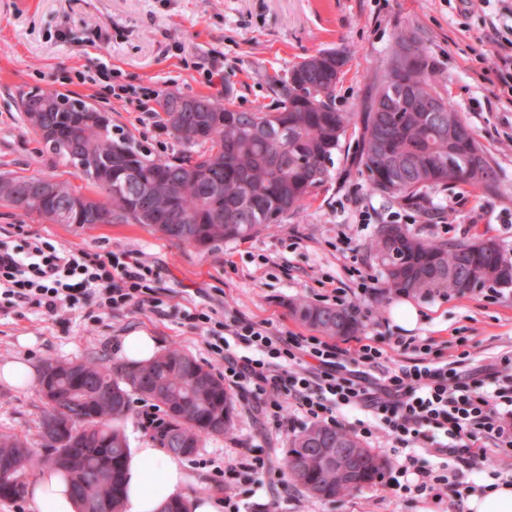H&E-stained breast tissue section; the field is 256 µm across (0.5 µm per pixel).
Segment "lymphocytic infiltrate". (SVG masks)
<instances>
[{"mask_svg": "<svg viewBox=\"0 0 512 512\" xmlns=\"http://www.w3.org/2000/svg\"><path fill=\"white\" fill-rule=\"evenodd\" d=\"M489 37L497 45L494 79L512 104V25L492 24ZM157 277L154 266L125 252L65 251L38 236L0 241V300L48 316L83 301L112 310L152 302ZM195 318L214 338L210 352L223 363L225 381L250 393L266 422L288 426L293 406L312 422L333 425L349 409L359 413L352 427L361 436L391 434L407 451L384 476L393 492L440 499L450 490L462 502L470 474L486 471L489 449L512 454L511 355L500 358L506 375L490 389L465 359L445 361L443 344L430 337L418 343L399 338L388 348L361 341L348 349L248 320L225 339L213 309L197 310ZM407 350L413 358L391 363L390 352ZM418 448L423 456H415ZM429 455L452 457L458 466L435 469L425 461Z\"/></svg>", "mask_w": 512, "mask_h": 512, "instance_id": "obj_1", "label": "lymphocytic infiltrate"}]
</instances>
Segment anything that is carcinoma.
<instances>
[{
  "instance_id": "obj_1",
  "label": "carcinoma",
  "mask_w": 512,
  "mask_h": 512,
  "mask_svg": "<svg viewBox=\"0 0 512 512\" xmlns=\"http://www.w3.org/2000/svg\"><path fill=\"white\" fill-rule=\"evenodd\" d=\"M414 46L413 58L402 74L419 95L439 99L438 112L380 110V92L391 80L392 65L400 51ZM308 82L326 93L310 100L283 95L289 80ZM279 96L275 111H244L230 102L209 97L185 99L188 128L172 123L168 104L179 99L165 95L160 107L163 124L182 143L198 147L193 155L173 160L153 159L128 141L103 135L90 125L72 127L70 113L87 102L54 89L38 91L43 121L59 126L60 134L74 143V151L48 148L63 163L81 170L89 194L67 181L37 175L1 173L0 184L15 182L36 187L27 198H13L0 191V205L19 216L54 224H91L90 209L108 215L105 223L142 224L141 209L154 218L149 226L161 236L182 244L208 247L224 240L250 238L283 218L299 214L312 192L329 177L333 154L342 151L349 128L357 134L354 156L359 171L372 190L412 200L437 186L464 183L492 189L499 182L496 169L461 113L437 90L428 68L425 47L416 37L402 33L389 65L376 80L364 112H339L333 95L336 71H312L297 63L285 77H270ZM464 137L448 144L456 129ZM93 161L102 174L80 169L79 159ZM179 214L187 224H168V213ZM369 250L383 269L381 293L426 295L446 289L466 294L485 287H512V259L489 238L467 241H427L401 224H382ZM295 315L328 336H349L359 330L348 307L297 301ZM55 389L56 404L43 403L38 436L45 440L44 421L53 411L72 416V425L56 430L59 452H74L79 464L61 465L78 503V512H93L99 499L112 501V512H125L124 468L129 444L117 423L128 415L122 407L99 398L93 386H106L122 399L137 394L163 413L153 430V441L174 456L180 449L198 450L210 437L233 431L235 406L224 388V379L192 355L171 349L142 364L108 365L101 359L43 364L39 385ZM333 441L342 448L364 452L361 471L341 480L336 470L307 454ZM20 448L28 449L24 454ZM13 460V473L0 476V498L24 496L28 478L52 465L46 456L30 450L25 437L0 434V457ZM280 465L310 496L333 501L380 478L386 460L342 427L313 424L295 434Z\"/></svg>"
}]
</instances>
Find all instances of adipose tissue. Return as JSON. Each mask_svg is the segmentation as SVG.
I'll return each mask as SVG.
<instances>
[{"label": "adipose tissue", "instance_id": "adipose-tissue-1", "mask_svg": "<svg viewBox=\"0 0 512 512\" xmlns=\"http://www.w3.org/2000/svg\"><path fill=\"white\" fill-rule=\"evenodd\" d=\"M187 475L174 456L148 443L129 451L126 512H160L172 498L185 494ZM37 512H77V503L67 481L45 469L32 486Z\"/></svg>", "mask_w": 512, "mask_h": 512}]
</instances>
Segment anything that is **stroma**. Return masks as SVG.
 <instances>
[{
    "label": "stroma",
    "instance_id": "stroma-1",
    "mask_svg": "<svg viewBox=\"0 0 512 512\" xmlns=\"http://www.w3.org/2000/svg\"><path fill=\"white\" fill-rule=\"evenodd\" d=\"M493 11L484 0H0V173L85 184L79 171L47 154L27 126L24 93H70L111 113L113 137L169 159L187 148L160 119L165 94L228 98L241 110L267 109L275 103L269 75L286 74L317 50L340 47L348 63L335 106L359 112L397 36L412 31L423 41L440 91L474 129L500 174L489 191L451 186L404 200L373 192L340 152L331 161L330 179L314 191L303 213L249 239L208 248L167 240L142 224H54L0 206L2 240L33 234L72 250L140 253L159 272L161 301L157 309L132 304L113 311L88 303L52 317L27 305L1 307L0 363L21 361L34 374L17 385L0 382V433L36 439L43 409L36 373L46 361L96 356L122 363L128 336L148 334L158 352L183 350L223 374L193 318L205 306L227 324L268 320L274 329L309 336L313 330L294 315L293 302L329 305L333 289L342 288L357 308L360 337L431 336L446 342L449 360L465 351L473 366L512 354V288L492 299L482 290L380 297L373 290L381 269L367 248L379 225L402 224L426 240L482 234L512 257V110L499 102L498 86L479 76L495 60L487 27ZM103 66L124 85L122 97L88 83ZM216 68L224 81L213 85L207 74ZM362 278L371 293H359ZM407 302L422 314L411 329L393 318L394 309ZM232 395L234 432L207 439L182 461L190 477L188 496L230 494L242 512H459L454 494L439 501L402 496L380 480L333 501L309 496L276 471L259 487L217 485V469L240 463L244 449L256 447L279 460L294 432L307 425L297 413L291 430L263 425L247 392L236 389Z\"/></svg>",
    "mask_w": 512,
    "mask_h": 512
}]
</instances>
